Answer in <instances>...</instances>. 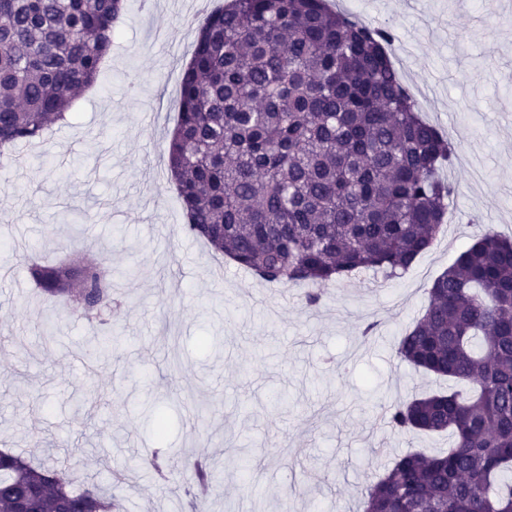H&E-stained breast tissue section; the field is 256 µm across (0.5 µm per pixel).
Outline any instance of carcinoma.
<instances>
[{
  "label": "carcinoma",
  "mask_w": 512,
  "mask_h": 512,
  "mask_svg": "<svg viewBox=\"0 0 512 512\" xmlns=\"http://www.w3.org/2000/svg\"><path fill=\"white\" fill-rule=\"evenodd\" d=\"M124 0H0V151L45 142L112 50ZM394 33L328 0H226L196 27L166 149L188 235L308 307L355 275L389 280L443 231L455 147L424 120L390 60ZM28 274L89 320L112 279L69 259ZM395 357L470 387L389 405L401 432L446 433L367 490L364 512H512V241L487 232L428 289ZM223 477L196 464L181 488ZM59 466L0 449V512H112Z\"/></svg>",
  "instance_id": "carcinoma-1"
}]
</instances>
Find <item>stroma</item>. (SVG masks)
<instances>
[{"label":"stroma","instance_id":"1","mask_svg":"<svg viewBox=\"0 0 512 512\" xmlns=\"http://www.w3.org/2000/svg\"><path fill=\"white\" fill-rule=\"evenodd\" d=\"M194 0H125L97 81L16 168L0 167V448L51 449L76 485L126 472L120 512H182L180 473L247 453L200 493L206 512H362L385 460L446 450V436L401 433L390 404L445 382L398 362L396 337L421 316L434 279L485 232L512 238V0H349L394 29L406 83L425 89L426 119L453 136L441 172L457 221L402 277L340 281L318 307L297 287L259 281L183 230L165 148L195 39ZM82 256L113 271L103 323L53 311L30 260ZM378 327L369 341L361 331ZM119 329L98 363L85 346ZM166 418L157 436L152 408ZM173 469L160 479L143 458Z\"/></svg>","mask_w":512,"mask_h":512}]
</instances>
